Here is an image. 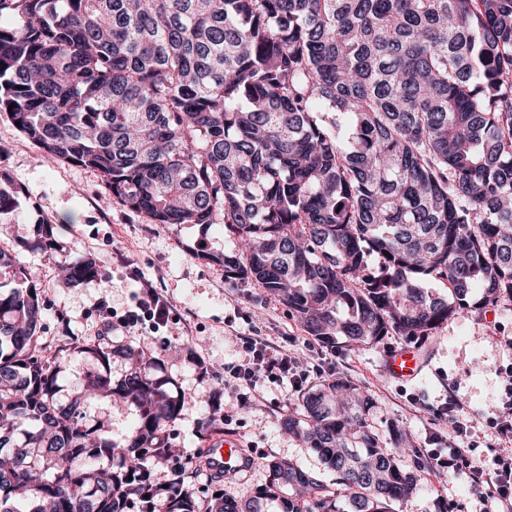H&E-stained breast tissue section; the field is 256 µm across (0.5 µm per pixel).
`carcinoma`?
Wrapping results in <instances>:
<instances>
[{
    "instance_id": "obj_1",
    "label": "carcinoma",
    "mask_w": 512,
    "mask_h": 512,
    "mask_svg": "<svg viewBox=\"0 0 512 512\" xmlns=\"http://www.w3.org/2000/svg\"><path fill=\"white\" fill-rule=\"evenodd\" d=\"M0 115L155 224L224 225V277L327 346L430 339L512 298V0H0ZM22 193L0 173V224ZM54 246L48 222L25 244ZM2 267L18 286L0 291V512H396L420 489L414 446L382 441L372 398L337 379L279 421L332 483L285 459L239 499L199 496L189 467L156 482L180 407L158 358L105 338L43 355L37 287L16 253ZM98 277L69 262V283ZM114 356L131 361L117 381ZM97 397L138 410L123 441L82 423Z\"/></svg>"
}]
</instances>
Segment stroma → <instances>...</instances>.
<instances>
[{
    "label": "stroma",
    "mask_w": 512,
    "mask_h": 512,
    "mask_svg": "<svg viewBox=\"0 0 512 512\" xmlns=\"http://www.w3.org/2000/svg\"><path fill=\"white\" fill-rule=\"evenodd\" d=\"M0 172L22 188L20 214L0 224V237L17 252L40 290L45 306L41 338L47 347L62 340L94 341L101 331L100 302L123 311L141 282L165 295L178 315L165 330L169 347L155 368L170 380L180 399L177 418L167 433L178 456L155 465L153 475L167 479L175 467L207 455L225 436L238 438L252 463L236 480L224 482L226 496L239 498L264 486L268 466L286 458L324 483L333 475L311 449L284 432L278 421L321 381L339 378L370 394L375 409L372 430L383 441L404 430L424 463L431 452L453 446L465 449L473 465L493 470L503 443L495 423L506 400L505 372L512 369V300L502 299L481 314L449 320L434 338L420 341L426 360L422 373L403 382L388 376L384 355L406 346V338L385 336L377 345L354 350L345 343L330 347L309 336L288 309L250 280H228L217 255L232 249L234 239L223 225L155 224L143 213L109 199L100 176L68 162H45L41 149L0 117ZM55 223L57 247L27 252L23 242L40 223ZM94 257L97 281L67 285L57 270L74 254ZM260 336L274 347L289 345L299 362L295 381H261L255 396L240 404L224 387V367L242 360V337ZM206 378H199V367ZM220 408H213V400ZM459 418L465 432L448 436V421ZM138 418L135 408L107 399L87 405L83 422L104 426L123 440ZM214 430H204L207 419ZM479 486L467 477L452 482L424 478L417 493L399 512H480Z\"/></svg>",
    "instance_id": "35a3bbf8"
}]
</instances>
